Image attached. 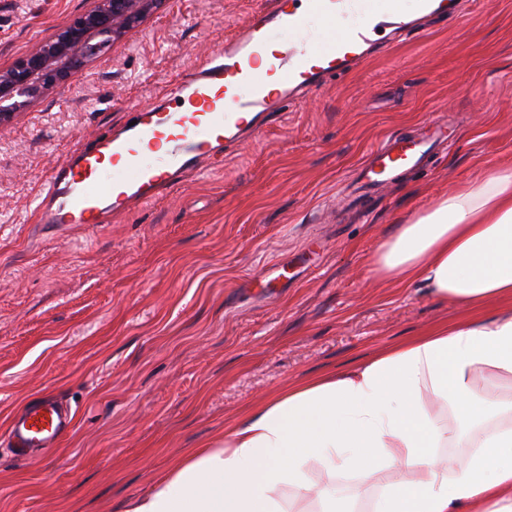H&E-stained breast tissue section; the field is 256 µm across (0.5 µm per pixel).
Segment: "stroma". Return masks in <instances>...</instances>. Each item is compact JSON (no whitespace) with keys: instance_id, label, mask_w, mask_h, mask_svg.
Returning <instances> with one entry per match:
<instances>
[{"instance_id":"obj_1","label":"stroma","mask_w":512,"mask_h":512,"mask_svg":"<svg viewBox=\"0 0 512 512\" xmlns=\"http://www.w3.org/2000/svg\"><path fill=\"white\" fill-rule=\"evenodd\" d=\"M270 2L167 0L0 126V512H121L289 384L459 318L458 304L368 269L401 220L512 165V0H471L364 59L153 203L105 224L38 223L65 156L157 105ZM94 5L0 0V68ZM439 108L447 145L343 208L370 149ZM49 396L70 427L48 453L14 455V418Z\"/></svg>"}]
</instances>
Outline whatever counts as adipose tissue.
Listing matches in <instances>:
<instances>
[{
	"instance_id": "1",
	"label": "adipose tissue",
	"mask_w": 512,
	"mask_h": 512,
	"mask_svg": "<svg viewBox=\"0 0 512 512\" xmlns=\"http://www.w3.org/2000/svg\"><path fill=\"white\" fill-rule=\"evenodd\" d=\"M374 273L454 301L465 319L293 385L223 435L186 449L124 512H336L337 472L377 482L370 512H512V166L436 200L382 238ZM462 458L442 463L443 448ZM386 480H379L381 471Z\"/></svg>"
}]
</instances>
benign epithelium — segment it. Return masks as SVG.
I'll list each match as a JSON object with an SVG mask.
<instances>
[{"mask_svg":"<svg viewBox=\"0 0 512 512\" xmlns=\"http://www.w3.org/2000/svg\"><path fill=\"white\" fill-rule=\"evenodd\" d=\"M165 0H96L94 8L0 69V126L161 8Z\"/></svg>","mask_w":512,"mask_h":512,"instance_id":"1","label":"benign epithelium"}]
</instances>
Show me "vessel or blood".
Wrapping results in <instances>:
<instances>
[{
    "label": "vessel or blood",
    "mask_w": 512,
    "mask_h": 512,
    "mask_svg": "<svg viewBox=\"0 0 512 512\" xmlns=\"http://www.w3.org/2000/svg\"><path fill=\"white\" fill-rule=\"evenodd\" d=\"M339 2L274 0L270 10L252 15L173 85L165 106L138 109L134 125L108 131L60 162L44 183L39 223L101 224L149 203L174 179L222 166L244 134L263 135L267 117L286 111L311 84L347 75L396 9L394 0H356L363 21L344 32L336 27ZM458 7L457 0H417L416 11L439 20ZM275 29L288 30L292 40L270 48ZM447 139L440 115L427 119L417 137L384 139L360 169L365 186L392 184ZM70 423L67 411L45 401L15 418L10 437L26 456L50 448Z\"/></svg>",
    "instance_id": "obj_1"
}]
</instances>
